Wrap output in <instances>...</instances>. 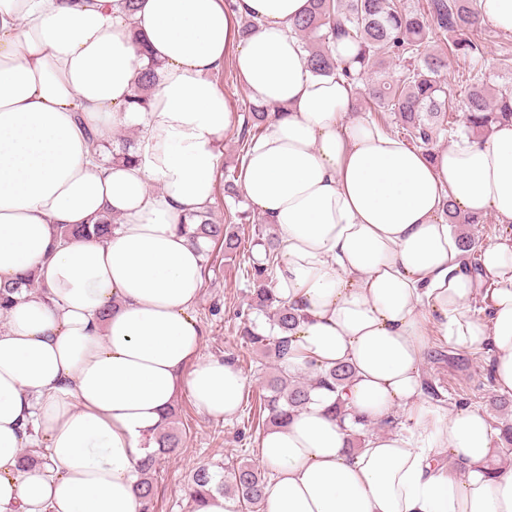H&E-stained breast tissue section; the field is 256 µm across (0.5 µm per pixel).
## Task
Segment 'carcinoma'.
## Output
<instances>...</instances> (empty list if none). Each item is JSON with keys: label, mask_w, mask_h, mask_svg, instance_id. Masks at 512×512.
I'll return each instance as SVG.
<instances>
[{"label": "carcinoma", "mask_w": 512, "mask_h": 512, "mask_svg": "<svg viewBox=\"0 0 512 512\" xmlns=\"http://www.w3.org/2000/svg\"><path fill=\"white\" fill-rule=\"evenodd\" d=\"M307 15L296 21L292 31L308 39L307 64L317 75L336 73L337 68L358 83L370 75L375 80L367 86L364 95L369 100L371 112H396L400 126L407 138L416 146L429 152L434 150L438 135L455 137L458 132L481 137L497 122L512 119V91H490L479 70L470 73L465 85L463 112L465 123L456 124L453 112L454 89L441 80V73L448 68L450 59H474L481 55L479 32L482 23L478 17L476 0H430L427 11L410 10L398 0H310ZM439 33L450 39L448 53L426 49L430 35ZM349 37L359 47V54L351 61H338L329 44L336 35ZM400 63L398 79L389 82L380 77L386 62ZM157 80L156 64L145 68L139 77L133 102L145 104ZM269 119V112L255 106L244 117L241 145L247 146L261 136ZM186 223L197 225L195 234L212 242H224V252L234 254L240 247L238 235L230 224H216L211 212L192 214ZM117 227L115 217L106 216L96 224L64 225L59 236L67 240H81L90 236L104 239ZM264 259L254 261L245 269L246 278L253 285L254 309L272 310L269 315V332L256 329L244 331L248 342L264 356L277 363L278 374L267 383L265 407L268 423L281 427L290 414L303 408L316 385L332 392L339 391L352 377V367L339 364L328 369L314 370V376L300 381L288 371L285 358L288 354V332L297 324V314L277 300L267 281L276 263L279 243L274 237L263 241ZM36 276L27 274L16 286L0 287V317H4L13 303V295L22 288H32ZM175 407L168 408L162 431L155 438L156 451L141 461V481L137 486L142 512H149L154 498L153 473L158 458L177 451L180 438L173 428ZM267 484L266 472L259 467L242 462L232 469L229 483L216 479L210 466H200L192 476L193 502L199 507L213 493H231L245 505L260 506Z\"/></svg>", "instance_id": "obj_1"}]
</instances>
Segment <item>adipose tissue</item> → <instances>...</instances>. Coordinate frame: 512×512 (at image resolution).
<instances>
[{
    "instance_id": "obj_1",
    "label": "adipose tissue",
    "mask_w": 512,
    "mask_h": 512,
    "mask_svg": "<svg viewBox=\"0 0 512 512\" xmlns=\"http://www.w3.org/2000/svg\"><path fill=\"white\" fill-rule=\"evenodd\" d=\"M309 8L0 0V284L32 271L43 288L0 327V512H141L138 467L177 384L205 415L239 410L240 370L199 356L206 243L183 226L212 206L217 144L240 119L213 80L228 62L271 110L242 187L281 234L274 287L299 319L288 367L354 370L342 395L312 391L260 439L265 512H512V465L491 464L498 429L480 407L434 404L423 376L430 327L484 351L512 397V239L473 268L446 217L512 224V123L430 155L407 146L356 113L344 75L310 71L292 32ZM123 129L138 133L131 162L92 148ZM107 214L120 222L106 239L55 236ZM400 409L409 431L384 429ZM358 417L378 430L353 452ZM37 435L49 464L21 467Z\"/></svg>"
}]
</instances>
